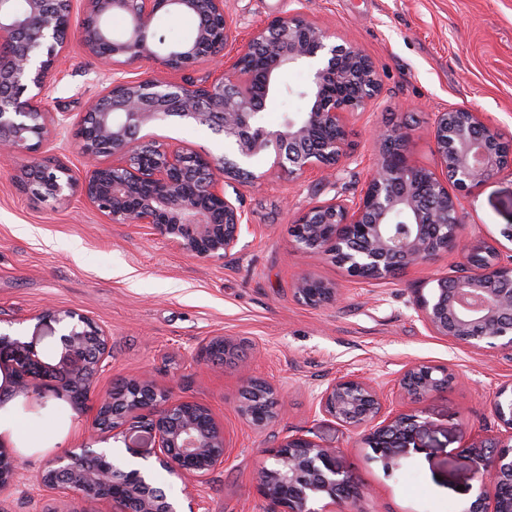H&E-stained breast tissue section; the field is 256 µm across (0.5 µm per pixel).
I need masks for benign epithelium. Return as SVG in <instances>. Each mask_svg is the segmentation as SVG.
Masks as SVG:
<instances>
[{
    "instance_id": "obj_1",
    "label": "benign epithelium",
    "mask_w": 512,
    "mask_h": 512,
    "mask_svg": "<svg viewBox=\"0 0 512 512\" xmlns=\"http://www.w3.org/2000/svg\"><path fill=\"white\" fill-rule=\"evenodd\" d=\"M81 42L105 66H130L151 59L171 72L210 62V80L193 84L154 77L117 78L73 125L79 152L90 162L77 178L61 163L39 162L42 145L63 122L43 99L67 49L72 0H0V153L23 159L15 183L43 197L78 192L114 224H141L188 255L222 259L249 229L243 210L224 191V182L252 177L250 161L260 153L290 179L338 170L350 158L347 115L365 110L381 85L370 58L354 44L331 42L333 35L300 13L277 16L260 27L225 64L233 30L224 0H84ZM162 10L196 14L205 23L177 46L155 39L152 26ZM114 15L128 19L113 32ZM306 65L310 77L300 97L301 112L285 115L270 128L261 121L267 99L280 92V73ZM175 118L205 125L234 146L233 158L161 144L142 134ZM430 132L440 173L414 166L408 157L413 138L400 122L375 131L381 153L358 198H332L305 209L294 221L298 249L327 256L358 281L393 279L401 271L452 250L466 252V275L438 278L417 300L419 316L436 336L472 349L512 351V248L463 240L458 219L461 196L471 194L506 169L512 170V141L501 138L482 113L450 108L432 114ZM101 157L113 161L103 163ZM301 303L321 308L337 303L336 286L303 277L296 287ZM60 329L61 349L52 356L0 331V404L46 388L65 393L75 410L85 406L105 370L110 336L75 309L39 314ZM212 336L200 355L232 349ZM454 381L447 368L415 364L395 385L402 400L417 403ZM238 411L256 428L276 412L267 402L274 389L258 378L242 382ZM320 413L362 433L385 471L399 466L432 424L416 413L386 410L379 391L347 376L316 396ZM495 434L470 444L480 493L474 509H484L487 490L493 512H512V384L494 395ZM97 441L123 442L134 458L154 462L184 486L204 484L229 454L224 430L211 410L176 398L143 372L100 397L94 420ZM258 489L273 512H326L331 504L352 503L365 488L338 459L304 434L288 436L271 450ZM32 483L55 499L82 505L105 504L111 512H177L171 498L139 469H122L112 455L92 444L48 459ZM19 482L13 449L0 443V493ZM326 502L318 509L315 504Z\"/></svg>"
}]
</instances>
